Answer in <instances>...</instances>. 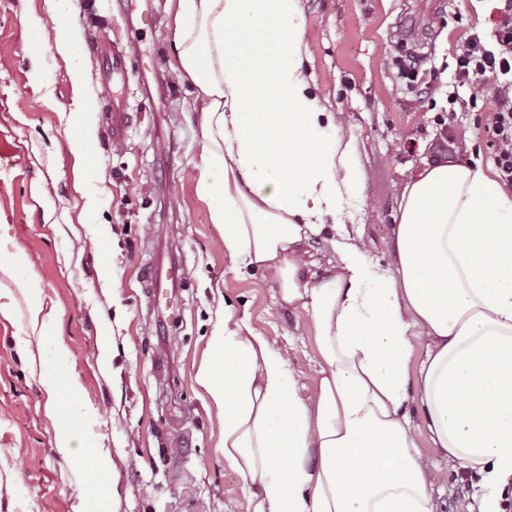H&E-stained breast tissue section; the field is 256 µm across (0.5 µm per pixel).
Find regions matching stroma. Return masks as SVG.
<instances>
[{"label":"stroma","mask_w":512,"mask_h":512,"mask_svg":"<svg viewBox=\"0 0 512 512\" xmlns=\"http://www.w3.org/2000/svg\"><path fill=\"white\" fill-rule=\"evenodd\" d=\"M501 0H302L304 67L321 104L351 138L365 172L359 196L305 244L304 283L317 286L336 260L341 234L362 235L381 267L403 185L428 162L455 158L494 167L487 127L495 86L453 88L455 54L471 30L493 35ZM54 0H0V261L24 251V275L38 288L54 339L28 310L19 275L0 268V512H245L251 493L225 468L219 422L196 381L225 305L289 361L300 396L319 381L320 358L303 310L283 304L274 282L237 272L223 229L196 193L200 113L172 78L165 0H76L67 25L82 42L132 52L127 77L107 80L86 56L87 91L97 109L84 119L97 153L86 175L73 170V90L53 53L34 82L20 50L31 23L52 25ZM419 56L434 81L416 94L397 59ZM462 103L450 112L449 91ZM479 93L476 108L467 102ZM123 99L124 142L112 140L104 105ZM182 263L169 299L142 288L163 253ZM69 359L49 396L55 342ZM28 343L31 354L20 356ZM80 392L70 397V382ZM74 417L81 444L58 451L47 406ZM424 458L443 473L435 512H479L482 488L431 448L411 414ZM112 466L100 498L90 448Z\"/></svg>","instance_id":"1"}]
</instances>
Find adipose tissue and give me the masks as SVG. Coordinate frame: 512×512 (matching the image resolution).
<instances>
[{
  "label": "adipose tissue",
  "instance_id": "1",
  "mask_svg": "<svg viewBox=\"0 0 512 512\" xmlns=\"http://www.w3.org/2000/svg\"><path fill=\"white\" fill-rule=\"evenodd\" d=\"M55 0L32 26L33 79L53 51L75 109L91 112L81 42ZM174 72L201 114L198 196L224 227V252L262 272L314 330L321 377L298 395L269 340L225 312L198 373L224 421V464L259 486L247 512H434L437 469L411 427L491 493L512 496V191L482 166L445 159L400 193L382 269L350 235L320 286L298 277L303 246L364 180L303 70L301 0H166ZM426 353L413 363L415 337Z\"/></svg>",
  "mask_w": 512,
  "mask_h": 512
}]
</instances>
